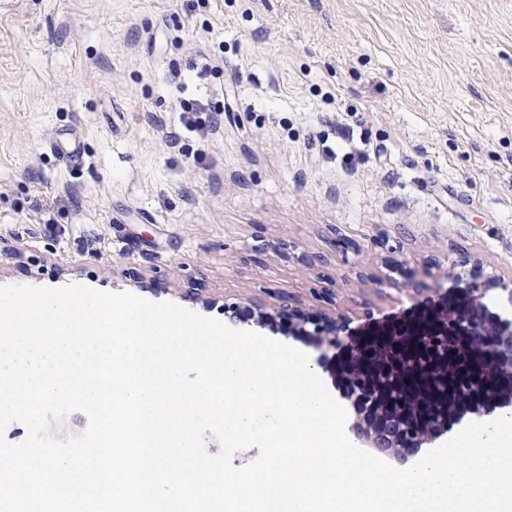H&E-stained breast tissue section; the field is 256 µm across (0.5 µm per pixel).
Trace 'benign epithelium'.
<instances>
[{
	"mask_svg": "<svg viewBox=\"0 0 512 512\" xmlns=\"http://www.w3.org/2000/svg\"><path fill=\"white\" fill-rule=\"evenodd\" d=\"M486 313L483 294L472 289L462 305L431 311L397 327L376 330L348 347L344 352L348 356L346 368L356 375H364V378L348 383V388L360 402L365 395H371L375 410L374 419L368 420L365 414L358 413L352 424V430L368 447L377 448L389 456L400 451L397 427L409 418L415 405L406 400L398 406L393 404V394H401L398 379L404 371L395 352L402 351L418 336L443 334L448 337L451 348L461 353L479 352L488 347L497 350L494 390L459 395L454 405L443 413L441 423L446 424L448 418L466 411L488 415L512 405V321H486L483 319ZM302 323L312 326L302 333L322 350L317 365L339 376L336 356L327 354L342 343V338L336 335V324H327L317 316H309Z\"/></svg>",
	"mask_w": 512,
	"mask_h": 512,
	"instance_id": "obj_1",
	"label": "benign epithelium"
}]
</instances>
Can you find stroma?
<instances>
[{"mask_svg": "<svg viewBox=\"0 0 512 512\" xmlns=\"http://www.w3.org/2000/svg\"><path fill=\"white\" fill-rule=\"evenodd\" d=\"M72 283L346 341L500 312L512 0H0V286Z\"/></svg>", "mask_w": 512, "mask_h": 512, "instance_id": "35a3bbf8", "label": "stroma"}]
</instances>
